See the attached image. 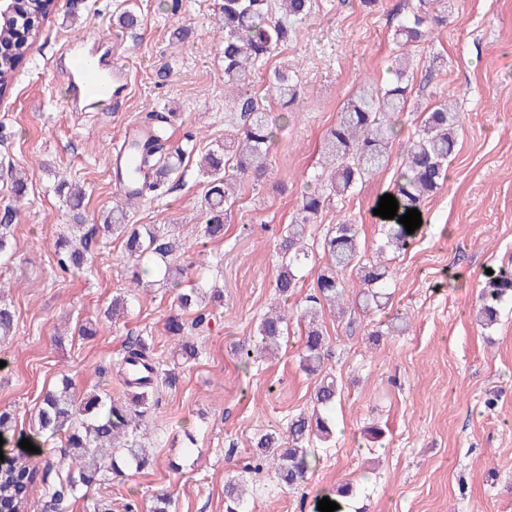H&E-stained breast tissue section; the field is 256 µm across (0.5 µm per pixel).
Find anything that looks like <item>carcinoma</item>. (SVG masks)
I'll use <instances>...</instances> for the list:
<instances>
[{
  "instance_id": "1",
  "label": "carcinoma",
  "mask_w": 512,
  "mask_h": 512,
  "mask_svg": "<svg viewBox=\"0 0 512 512\" xmlns=\"http://www.w3.org/2000/svg\"><path fill=\"white\" fill-rule=\"evenodd\" d=\"M436 0H418L411 17L401 21L395 40L402 52L391 57L392 80L380 84L364 81L359 91L343 104L335 125L323 139L322 172L315 186L301 199L297 216L287 225L278 244L279 267L275 293L284 300L296 293L300 272L311 260L310 227L322 211L327 195L343 198L367 177L383 170L389 162L395 137L394 126L381 117L405 111L411 82L410 57L404 49L427 40L434 25L442 18L435 14ZM312 11V0H222L219 32L224 45V93L233 97V108L241 112L244 124L237 137L224 141V146L211 149L202 156L200 172L206 178L201 209L207 217L200 225L201 236L208 240L224 238V224L245 179L265 174L269 151L276 134V123L264 105L251 95L257 69L278 49L288 43L297 26ZM53 12L51 0H13L12 10L0 17V89L12 85L16 70L28 57L30 45L38 38L43 21ZM272 100L282 114L296 109L300 101L299 85L294 68L283 64L268 79ZM175 113L147 112L141 118L146 138L132 141L141 158L142 167L153 168L154 176L145 178L137 190L123 195L112 207L105 223L95 225L103 235L123 238L127 263L131 264L128 292L144 289L145 276L158 272L168 280L172 271L169 256L172 245L158 224H130L128 211L152 193H164L165 180L181 167L184 157L195 151L194 135L183 144L172 146L161 141L156 127L168 123ZM460 113L453 101L430 108L420 129L406 150V158L398 180L390 194L398 201L400 215L421 204L446 179L448 164L457 146ZM13 213L0 218V254L10 248ZM411 235L403 224L390 225L386 242L373 258L363 256L362 240L357 225L340 220L332 225L322 240L327 262L316 275L317 294L308 298V305L299 317L306 322L301 338L300 366L317 376L313 395V411L299 413L288 421L286 435L266 432L255 441V464L252 470L272 469L285 486L299 484L317 462L311 450L313 442H325L333 433V413L340 395L337 378L324 370L328 339L318 320V309L326 303L337 314L349 301L346 272L356 274L359 291L355 303L365 312L385 311L389 297L390 267L385 252L391 248L406 250ZM87 235L80 236L79 245L66 236L55 244L57 264L64 271L79 270L87 261ZM205 287L178 288L173 303L179 314L170 317L166 331L175 337V352L185 362L199 357L198 334L206 314L201 304L206 301ZM512 300V267H502L485 276L476 302V319L485 326L497 323L501 305ZM198 310L192 321L182 313ZM288 308L264 313L253 343L239 348L240 359L248 364L272 353L279 340L287 334ZM15 312L5 303L0 305V340L14 335ZM153 337L138 336L125 346L121 361L114 364L121 385L129 389L121 400L108 392H95L81 398L73 391L69 379L62 378L56 389L45 393L29 428L28 439L38 445L43 437L64 436L63 455L56 464L57 479L48 481V470L30 463L28 455L14 458L10 467L0 471V512H25L35 488L42 487L41 496L59 504L77 493L123 476L132 469H141L149 462L147 448L150 432L144 423L150 408V396L161 384L176 381L174 371L162 368L149 354Z\"/></svg>"
}]
</instances>
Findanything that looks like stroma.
<instances>
[{"label":"stroma","mask_w":512,"mask_h":512,"mask_svg":"<svg viewBox=\"0 0 512 512\" xmlns=\"http://www.w3.org/2000/svg\"><path fill=\"white\" fill-rule=\"evenodd\" d=\"M415 3L314 0L308 21L254 78V93L265 96L269 69L289 62L301 101L278 123L265 179L242 186L222 240L191 231L203 221L196 156L172 176L165 196L130 211V223L167 228L183 285L224 293L210 305L217 317L199 340V360L177 366L164 330L175 311L168 288L141 292L116 319L103 315L128 285L121 239L99 240L82 270L59 271L54 243L67 234L70 211L57 185L82 186L84 208L100 224L120 197L109 158L142 113H179L173 140L196 130L199 152L237 134L214 23L221 0H56L0 99V209L17 211L13 256L0 258L8 284L0 300L16 315L14 336L0 341V409L13 410L28 429L43 395L65 375L78 395L98 387L121 396L97 371L113 366L127 338L140 334L153 336L177 380L146 417L158 436L149 465L53 509L32 503L33 512H93L100 498L112 512H127L132 502L150 512L161 490L171 494L172 512H227L224 483L239 477L251 512H319L325 494L345 482L357 493L339 499L338 512H512V302L493 327L473 317L486 270L512 261V0H445V22L411 51L408 108L389 119L396 136L388 167L345 199H331L311 226L317 245L329 225L350 220L372 253L384 239L376 203L393 189L422 113L449 98L457 103L461 127L448 178L422 204L413 247L390 256L391 301L408 330L371 347L367 334L380 315L325 313V369L342 384L334 436L316 445L318 462L298 487L278 485L267 470H243L258 436L312 407L315 378L299 359L302 323L290 320L277 357L247 365L237 354L276 302V240L314 184L322 139L343 103L365 78L386 80L397 51L393 31ZM127 10L137 15L136 28L118 21ZM182 29L188 39L176 40ZM77 38L85 49L111 50L128 71V91L111 109L67 105V45ZM13 170L26 177L20 198ZM84 324L94 335L78 336Z\"/></svg>","instance_id":"obj_1"}]
</instances>
